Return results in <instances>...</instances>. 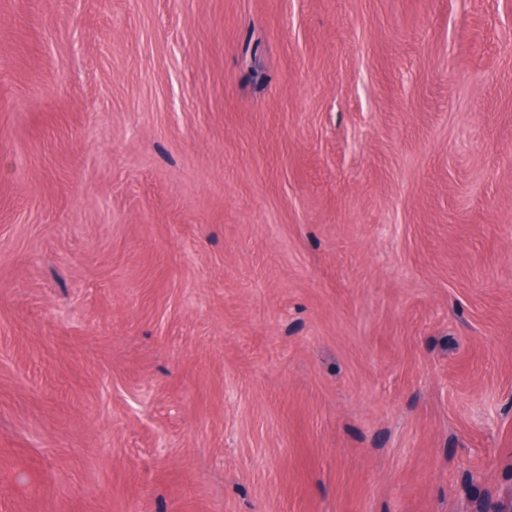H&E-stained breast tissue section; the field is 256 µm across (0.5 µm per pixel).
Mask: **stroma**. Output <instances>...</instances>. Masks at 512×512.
<instances>
[{
  "instance_id": "1",
  "label": "stroma",
  "mask_w": 512,
  "mask_h": 512,
  "mask_svg": "<svg viewBox=\"0 0 512 512\" xmlns=\"http://www.w3.org/2000/svg\"><path fill=\"white\" fill-rule=\"evenodd\" d=\"M512 0H0V512H500Z\"/></svg>"
}]
</instances>
